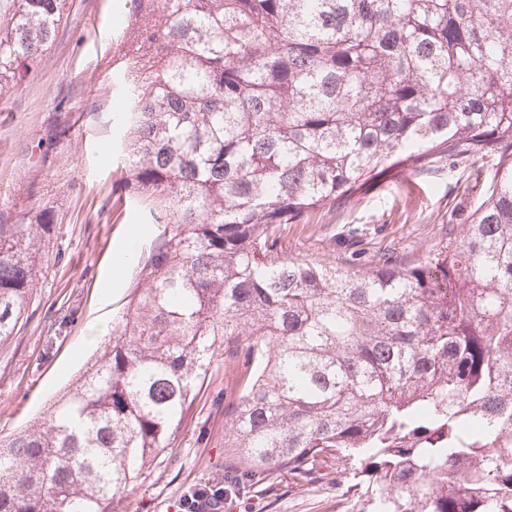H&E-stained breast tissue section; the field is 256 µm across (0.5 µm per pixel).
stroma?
<instances>
[{"instance_id":"obj_1","label":"stroma","mask_w":512,"mask_h":512,"mask_svg":"<svg viewBox=\"0 0 512 512\" xmlns=\"http://www.w3.org/2000/svg\"><path fill=\"white\" fill-rule=\"evenodd\" d=\"M130 11L126 0H71L55 43L19 89L0 101V224L25 219L52 230L41 275L13 336L0 342V438L33 424L108 344L112 320L131 297L135 270H116L127 244L153 236L139 206L116 212L112 51ZM497 158L424 169H391L350 199L288 227V251L354 269L385 251L414 259L448 244V227L469 223L495 183ZM234 374L200 390L172 450L121 494L117 512H183L192 485L234 482L224 464V405ZM334 478L306 485L286 476L231 498L232 512H336Z\"/></svg>"}]
</instances>
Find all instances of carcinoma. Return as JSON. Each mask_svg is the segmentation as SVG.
Instances as JSON below:
<instances>
[{
    "mask_svg": "<svg viewBox=\"0 0 512 512\" xmlns=\"http://www.w3.org/2000/svg\"><path fill=\"white\" fill-rule=\"evenodd\" d=\"M115 203L157 224L112 343L0 440V512H116L213 366L224 456L263 484L335 463L338 512H512V0H132ZM68 0H0V100ZM499 155L448 246L369 268L285 230L369 176ZM50 224H0V341Z\"/></svg>",
    "mask_w": 512,
    "mask_h": 512,
    "instance_id": "obj_1",
    "label": "carcinoma"
}]
</instances>
